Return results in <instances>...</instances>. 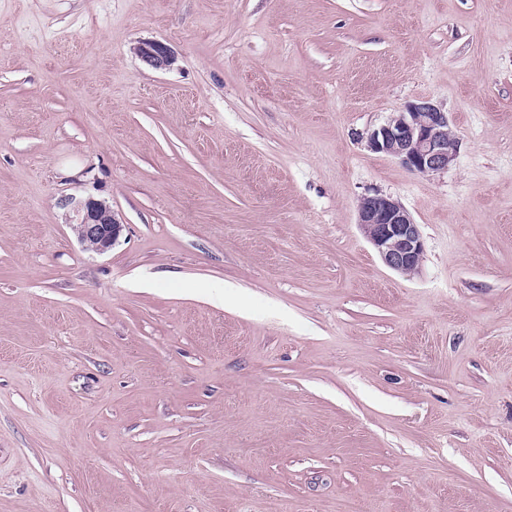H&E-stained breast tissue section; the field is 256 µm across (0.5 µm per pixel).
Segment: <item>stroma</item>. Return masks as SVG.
I'll return each instance as SVG.
<instances>
[{"instance_id":"35a3bbf8","label":"stroma","mask_w":512,"mask_h":512,"mask_svg":"<svg viewBox=\"0 0 512 512\" xmlns=\"http://www.w3.org/2000/svg\"><path fill=\"white\" fill-rule=\"evenodd\" d=\"M421 99L441 173L365 145ZM347 500L512 512V0H0V512ZM138 56L154 69H169L175 63L171 50L159 41L141 42L136 47ZM357 224L387 267L409 277L419 271L424 243L418 224L398 199L383 194L362 197ZM77 212L79 222L75 229L86 247L103 252L116 243L123 224L104 202L88 198L77 205Z\"/></svg>"}]
</instances>
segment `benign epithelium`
Returning a JSON list of instances; mask_svg holds the SVG:
<instances>
[{
	"label": "benign epithelium",
	"instance_id": "7a95c632",
	"mask_svg": "<svg viewBox=\"0 0 512 512\" xmlns=\"http://www.w3.org/2000/svg\"><path fill=\"white\" fill-rule=\"evenodd\" d=\"M136 53L154 69H168L175 63L171 50L159 41L139 43ZM366 145L420 174L448 170L459 152V141L450 134L448 113L427 99L392 113L368 134ZM77 212L76 230L86 247L103 252L116 243L123 225L104 202L88 198L77 205ZM357 224L387 267L409 277L419 271L424 243L418 224L399 200L383 194L362 197Z\"/></svg>",
	"mask_w": 512,
	"mask_h": 512
}]
</instances>
